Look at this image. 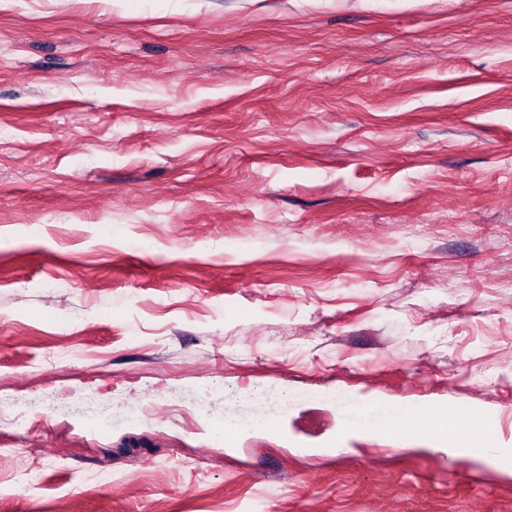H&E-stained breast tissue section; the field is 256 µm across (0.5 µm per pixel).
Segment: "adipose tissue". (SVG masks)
<instances>
[{
    "mask_svg": "<svg viewBox=\"0 0 512 512\" xmlns=\"http://www.w3.org/2000/svg\"><path fill=\"white\" fill-rule=\"evenodd\" d=\"M418 419V435H437L441 447L451 454L467 453L476 459L494 461L504 468H512V448L491 445L490 425L483 416H474L462 422L448 413L447 409H429L411 404L396 403L383 409L373 425L375 432L391 436L398 433L411 419Z\"/></svg>",
    "mask_w": 512,
    "mask_h": 512,
    "instance_id": "ef3b65f1",
    "label": "adipose tissue"
}]
</instances>
